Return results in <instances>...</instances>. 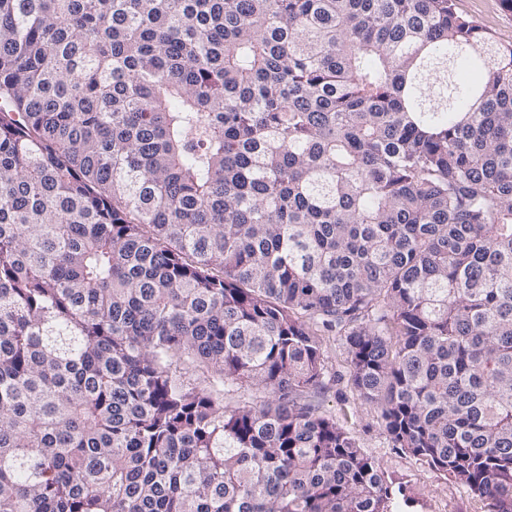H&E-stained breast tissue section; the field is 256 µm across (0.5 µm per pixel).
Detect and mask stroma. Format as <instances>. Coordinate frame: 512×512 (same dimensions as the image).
Segmentation results:
<instances>
[{
  "label": "stroma",
  "mask_w": 512,
  "mask_h": 512,
  "mask_svg": "<svg viewBox=\"0 0 512 512\" xmlns=\"http://www.w3.org/2000/svg\"><path fill=\"white\" fill-rule=\"evenodd\" d=\"M458 12L477 21L503 43H512V12L501 0H455ZM323 358L335 382L324 408L347 422L359 447L375 457L383 470L406 484L415 503L410 512H486L483 500L449 482L393 447L377 413L363 404L349 381L346 355L334 337L323 339Z\"/></svg>",
  "instance_id": "1"
}]
</instances>
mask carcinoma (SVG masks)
<instances>
[{"mask_svg": "<svg viewBox=\"0 0 512 512\" xmlns=\"http://www.w3.org/2000/svg\"><path fill=\"white\" fill-rule=\"evenodd\" d=\"M326 334L512 512V43L455 0H0V512H405Z\"/></svg>", "mask_w": 512, "mask_h": 512, "instance_id": "1", "label": "carcinoma"}]
</instances>
